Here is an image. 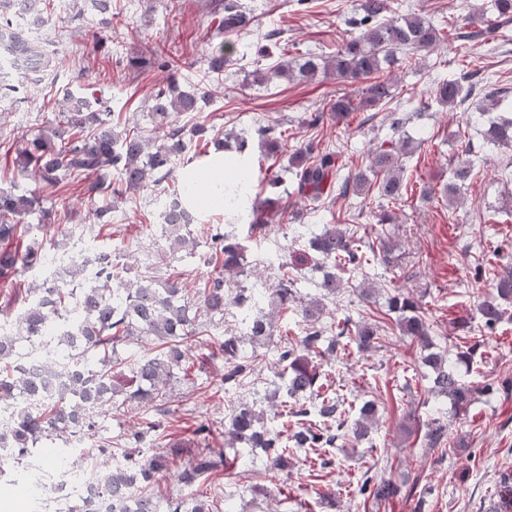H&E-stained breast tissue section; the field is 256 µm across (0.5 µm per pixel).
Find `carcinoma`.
<instances>
[{"mask_svg": "<svg viewBox=\"0 0 512 512\" xmlns=\"http://www.w3.org/2000/svg\"><path fill=\"white\" fill-rule=\"evenodd\" d=\"M53 0H0V49L10 64L27 73L57 69L62 63L56 50L29 38L26 27L49 23L54 12ZM224 14L207 34L214 41L226 31L248 33L255 18L238 0H224ZM357 16L351 25L358 33L329 56H308L298 69L280 62L253 72L254 81L268 83L275 78L295 74L312 79L319 72L332 73L362 84L361 98L329 99L308 118L317 126L325 117L343 121L360 108L389 107L384 120L398 130L405 123L402 103L395 102V85L382 73L405 51H431L440 42L438 28L419 14L389 19L390 0H359ZM494 18L480 15L476 21L487 35L495 33L501 23L512 22V0H492ZM224 42L211 45L205 62L207 73H224ZM207 91L188 93L179 90L177 80L169 76L152 96L151 112L156 137L138 131H118L112 124V112L99 98L68 94L53 119L37 123L23 135L24 146L13 161L17 171L34 182L55 184L70 189L77 184L88 200L107 194L121 196L138 192L151 183L172 180L169 197L178 202L179 212L161 225L169 254L175 256L191 244L189 211L186 208L191 185L179 182L174 172L192 159L186 157L194 138L206 132L202 125L187 128L179 117L197 111L198 101L206 99ZM484 97L485 111L475 117L484 143L493 147H512V111L484 119L485 112L498 108L506 100V90L491 77L481 76V69L468 70L451 80L440 78L433 83V99L445 106ZM257 133L265 138L270 149L279 148L283 132L276 124L260 126ZM413 143L383 140L371 152L369 172L372 173L378 196L397 202L406 193L403 182L402 157L410 154ZM234 154L240 169H248V144L245 140L226 143L217 139V149ZM296 183L295 192L313 203L332 197L346 196L362 190L369 183L365 172L352 176L342 173L340 156L330 149H321L308 142L293 152L289 159ZM472 173L469 165L452 172L444 188L455 195ZM248 179L224 185L227 206L234 207L247 195ZM33 216L39 224L51 223L52 213L41 205L37 188L23 194L0 189V280L13 281L34 270L48 269L53 258L44 242L29 237ZM306 225L296 224L292 233L301 238L308 234ZM310 250L319 264L329 266L319 288L336 294L341 282L336 271L365 273L375 264L391 263L389 240L379 236L377 243L361 248V240L334 226L312 232ZM211 256L207 264L214 274L205 287L192 294L178 279L157 281L148 277L136 280L124 276L125 268L111 262L99 272L90 274L82 264L65 271L70 278L63 287L46 279L35 289L15 322L0 324V402L13 408L14 422L0 430V452H13L9 460L10 483L23 480L41 484L28 474L32 449L45 441H63L57 456L74 465L73 443L83 442L99 434L104 407L116 401L135 408L155 406L162 414L170 412L163 403L166 386L178 383L190 392L198 390L203 366L190 355L191 341L203 335L205 321L224 320L227 305L244 313V331L224 336L218 343V355L224 358V385L239 388L253 371V356L247 348L269 345L272 327L269 314L261 306L263 296L246 288L231 292L224 283V272L245 266V247L220 231L210 236ZM301 279L284 274L277 284L267 289L274 311L290 309L308 321L305 335L297 344L277 346L276 377L280 384L265 391L263 398L240 399L232 406L224 424V447L214 445L215 436L205 424L197 425L190 436L171 440L169 451L145 455L141 451L155 427H135L121 436L125 448L121 459H114L110 448L99 453L111 458L102 495L110 502V512H210L206 494L200 492L205 478L223 472L231 463L239 462L241 453L264 452L274 469L286 471L290 448H334L341 440L361 443L369 439L378 420L377 404L363 403L358 416L348 422L344 402L329 389L326 374L320 372L322 361L347 359L354 352L378 348L381 342L379 322H353L346 316L340 320L322 321L325 314L318 298H305ZM496 299L479 304L477 312L484 328L494 331L506 310L501 302L512 303V259L498 265L495 273ZM388 312L397 314V324L405 336L417 338L422 345L421 362L434 373L427 393L431 398L450 403L455 414L467 412L480 394L491 395L493 383L481 387L466 383L460 371H470L473 354L457 346V352L436 348L430 336V324L421 314L418 303L399 292L386 300ZM54 337L64 352L65 372L55 384H44L26 377L21 365L20 344L35 346L42 337ZM134 342L154 346V352L131 364V384L117 383L113 369L125 363L124 350ZM311 396V406L301 403ZM296 402L288 407L289 401ZM292 414L295 421L285 428L276 418ZM445 425L435 419L426 427L424 438L430 448L440 444ZM170 477L191 489L189 498L172 502L155 493L159 481ZM351 494L363 500L385 501L402 494V486L391 478L364 472L350 481ZM493 512H512V477L499 483Z\"/></svg>", "mask_w": 512, "mask_h": 512, "instance_id": "obj_1", "label": "carcinoma"}]
</instances>
